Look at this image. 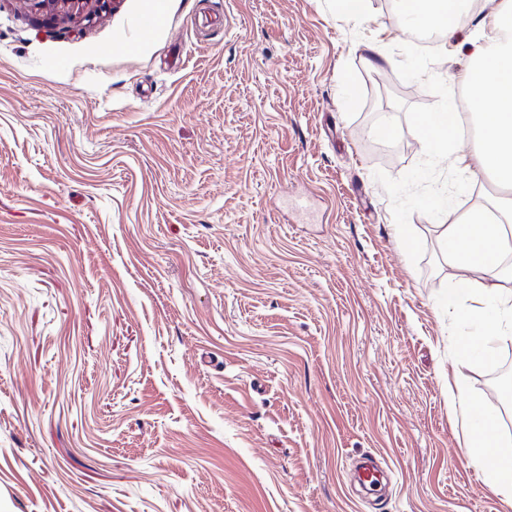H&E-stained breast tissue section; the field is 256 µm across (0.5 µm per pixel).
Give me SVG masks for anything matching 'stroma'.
Returning a JSON list of instances; mask_svg holds the SVG:
<instances>
[{
    "label": "stroma",
    "instance_id": "1",
    "mask_svg": "<svg viewBox=\"0 0 512 512\" xmlns=\"http://www.w3.org/2000/svg\"><path fill=\"white\" fill-rule=\"evenodd\" d=\"M138 8L0 0V512H512L448 414L512 439V336L465 361L444 305L512 279L459 286L438 240L503 193L414 123L463 99L472 22L177 0L131 53ZM37 10L49 9L61 22H91L100 11L116 0H27Z\"/></svg>",
    "mask_w": 512,
    "mask_h": 512
}]
</instances>
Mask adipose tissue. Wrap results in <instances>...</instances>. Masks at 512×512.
<instances>
[{
    "label": "adipose tissue",
    "mask_w": 512,
    "mask_h": 512,
    "mask_svg": "<svg viewBox=\"0 0 512 512\" xmlns=\"http://www.w3.org/2000/svg\"><path fill=\"white\" fill-rule=\"evenodd\" d=\"M139 34L124 41L127 51L143 49L149 39L164 29L174 0H140ZM463 0H409L410 15L416 26L442 27L451 34L448 19L458 13ZM478 26L486 31L485 39L473 50V62L462 75V82L475 104L479 144L474 152L460 153L455 162L462 170L479 171L512 186V0H499L496 9L479 16ZM416 129L435 153L446 152L449 145L460 143L464 133L451 113L430 112L415 120ZM488 208L481 207L460 215L445 225L439 236L441 251L448 263L462 271V285L469 276L482 273L498 276L504 245L503 225L512 222V204L504 208L503 222L489 218ZM490 305L482 310H465L464 319L479 323L478 338H464L459 351L469 360H482L491 351V343L512 329V299L493 294ZM449 412L460 411L469 418L468 454L481 470L485 481L503 495H512V442L498 433V418L481 410L472 400L456 393L448 395Z\"/></svg>",
    "instance_id": "ef3b65f1"
}]
</instances>
